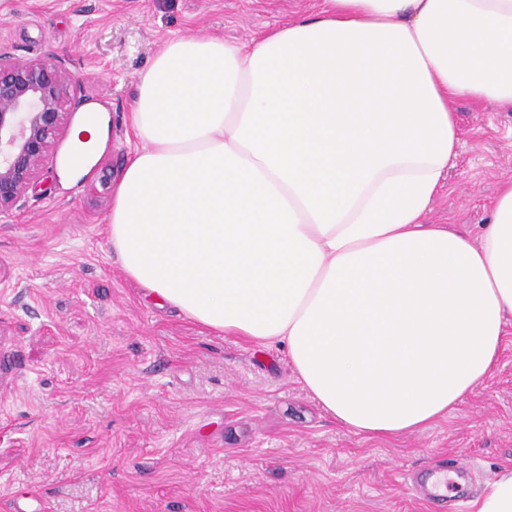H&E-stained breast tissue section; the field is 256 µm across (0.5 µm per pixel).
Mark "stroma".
<instances>
[{
    "label": "stroma",
    "instance_id": "1",
    "mask_svg": "<svg viewBox=\"0 0 512 512\" xmlns=\"http://www.w3.org/2000/svg\"><path fill=\"white\" fill-rule=\"evenodd\" d=\"M317 0H0V44L66 59L83 103L110 117L79 181L60 173L0 220V512H448L407 491L449 460L472 512L512 467V335L493 375L428 428L368 437L340 427L285 353L157 306L112 250L114 174L136 140L138 77L165 40L246 42ZM458 157L427 221L477 232L512 178V109L455 102Z\"/></svg>",
    "mask_w": 512,
    "mask_h": 512
}]
</instances>
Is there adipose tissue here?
<instances>
[{"label": "adipose tissue", "instance_id": "1", "mask_svg": "<svg viewBox=\"0 0 512 512\" xmlns=\"http://www.w3.org/2000/svg\"><path fill=\"white\" fill-rule=\"evenodd\" d=\"M459 99L512 108V0H319L246 43L170 39L139 76L112 248L157 305L284 350L346 429L426 428L512 325V180L477 234L424 221ZM108 134L88 112L64 176ZM474 506L512 512V468Z\"/></svg>", "mask_w": 512, "mask_h": 512}]
</instances>
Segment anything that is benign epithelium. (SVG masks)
<instances>
[{
  "label": "benign epithelium",
  "mask_w": 512,
  "mask_h": 512,
  "mask_svg": "<svg viewBox=\"0 0 512 512\" xmlns=\"http://www.w3.org/2000/svg\"><path fill=\"white\" fill-rule=\"evenodd\" d=\"M82 96L65 61H18L0 44V216L35 187L47 153L70 124Z\"/></svg>",
  "instance_id": "7a95c632"
}]
</instances>
